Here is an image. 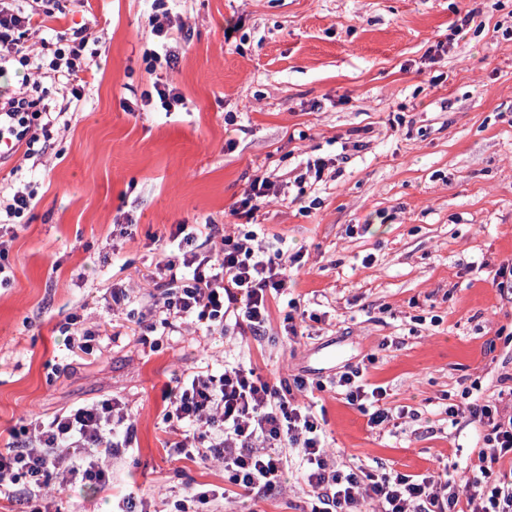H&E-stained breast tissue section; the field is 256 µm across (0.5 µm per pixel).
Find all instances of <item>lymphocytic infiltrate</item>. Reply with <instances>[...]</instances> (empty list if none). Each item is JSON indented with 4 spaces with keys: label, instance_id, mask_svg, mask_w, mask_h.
<instances>
[{
    "label": "lymphocytic infiltrate",
    "instance_id": "f902f5d3",
    "mask_svg": "<svg viewBox=\"0 0 512 512\" xmlns=\"http://www.w3.org/2000/svg\"><path fill=\"white\" fill-rule=\"evenodd\" d=\"M59 0H0V73L10 62L28 65L34 54L27 40L31 29L45 26L59 12ZM49 63V76L72 96H80L88 67L87 32L62 39ZM54 121L42 99L28 93L0 96V160L16 143L27 155L35 144L50 141ZM276 192V176L258 167L237 201L234 213L249 220ZM36 206V196L18 191L0 204V285L9 283L6 263L16 221ZM166 254L155 264L149 279L152 289L132 295L113 283L109 296L116 306H137L135 321L141 344L152 337L169 336L192 323L205 337L224 336L229 327L261 338L273 300L284 298L290 308L283 320L289 338L300 332L298 298L289 290V268L299 255L263 244L257 231L225 233L220 224H179L166 239ZM374 355L363 365L342 372L330 387L349 405L366 414L371 426L390 421L385 388L368 383L365 373ZM323 381L301 376L270 382L255 368L225 363L222 370L199 367L177 377L166 387L162 421L176 438L170 441L177 456L201 463L224 465L225 491L193 487L173 503L174 512H200L204 505H219L229 489L240 495L272 492L282 486L284 454L301 453L303 481L311 494L301 512H512V414L482 401L473 388H463L459 402L445 412L450 423L464 418L478 432L475 451L480 473L466 483L448 474L407 475L399 472L356 473L338 469L327 436L311 407L299 404L296 392L325 391ZM13 439L0 452V497L12 498L23 485L30 512H60L54 496L45 492L54 477L107 487L112 473L103 458L128 453L135 441V425L125 404L102 398L48 417H34L13 430Z\"/></svg>",
    "mask_w": 512,
    "mask_h": 512
}]
</instances>
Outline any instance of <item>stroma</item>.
Listing matches in <instances>:
<instances>
[{
  "mask_svg": "<svg viewBox=\"0 0 512 512\" xmlns=\"http://www.w3.org/2000/svg\"><path fill=\"white\" fill-rule=\"evenodd\" d=\"M62 4L55 29H88L103 53L44 158L19 152L0 165V184H26L38 200L0 287V449L29 416L119 399L136 427L132 451L109 489L52 480L62 512H113L126 495L170 512L189 485L224 483L221 466L168 454L159 414L175 374L235 361L273 382L325 380L372 353L369 383L409 414L373 429L340 395L315 394L337 462L477 473L475 429L450 425L444 409L476 378L496 398L512 374V345L495 336L512 324V279L499 275L512 260V0L494 11L483 0H170L189 32L173 69L149 55L155 0ZM459 10L475 17L453 37ZM159 79L185 108H142ZM310 157L328 168L301 191ZM263 164L281 190L253 221L301 256L294 289L319 316L303 338H284L281 300L263 342L231 328L210 346L188 330L156 349L129 334L90 356L66 349L69 314L88 328L127 324L128 308L110 309L103 294L116 279L146 287L161 257L153 242L172 225L236 231L235 203ZM332 343L345 356L320 369ZM301 470L291 455L282 492L229 496L223 512H296L309 494Z\"/></svg>",
  "mask_w": 512,
  "mask_h": 512,
  "instance_id": "1",
  "label": "stroma"
}]
</instances>
